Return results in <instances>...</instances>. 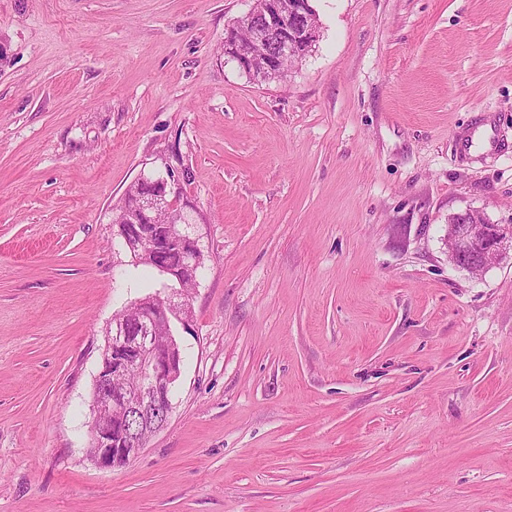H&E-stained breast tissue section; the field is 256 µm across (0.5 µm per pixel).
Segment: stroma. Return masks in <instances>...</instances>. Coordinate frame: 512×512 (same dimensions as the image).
<instances>
[{"instance_id":"stroma-1","label":"stroma","mask_w":512,"mask_h":512,"mask_svg":"<svg viewBox=\"0 0 512 512\" xmlns=\"http://www.w3.org/2000/svg\"><path fill=\"white\" fill-rule=\"evenodd\" d=\"M278 78L225 61L253 0H0V512H512V0H312ZM490 125L495 150L460 142ZM189 168L205 264L167 425L87 453L112 233ZM456 216L448 224V254L459 268L473 271L485 268L488 257L501 258L512 252V224H456Z\"/></svg>"}]
</instances>
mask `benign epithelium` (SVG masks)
Segmentation results:
<instances>
[{
	"label": "benign epithelium",
	"mask_w": 512,
	"mask_h": 512,
	"mask_svg": "<svg viewBox=\"0 0 512 512\" xmlns=\"http://www.w3.org/2000/svg\"><path fill=\"white\" fill-rule=\"evenodd\" d=\"M260 20L250 41L239 44L226 54V58L241 66L254 57L265 60L263 69L255 73V81H267L279 76L285 58L298 54L304 44L315 37L316 15L310 0H254L251 10L241 18L248 24ZM165 172L142 174L136 183H148L151 191L143 195L129 194L130 201L122 211V218L115 221L116 235L130 252V256L145 258L155 251L177 246L183 260L175 268H160L165 278L163 290L149 297L133 301L138 334L128 335L126 324H110L105 336L108 355L131 351L133 359H118L100 369L94 379L92 394L93 419L89 424L88 438L94 445L92 460L104 468H117L138 456L144 448L140 437L130 429L122 431L125 447L116 448L112 440V424L102 421L96 412L102 405H123L133 410V419L153 424L157 429L167 425L172 412V393L181 375V360L171 350L158 347L153 335L154 326L167 323L171 336L179 329H187L192 318L190 299L180 290L184 279L197 278L204 266V253L199 238L187 230L184 210V183L186 171H176L164 163ZM166 210L176 214L173 224L156 223L158 212ZM150 224L148 231L136 242L127 239V225ZM448 254L459 268L472 271L486 267L487 258H500L512 252V224H456L448 225ZM133 371L137 382L123 390H112L107 381L112 374Z\"/></svg>",
	"instance_id": "1"
}]
</instances>
